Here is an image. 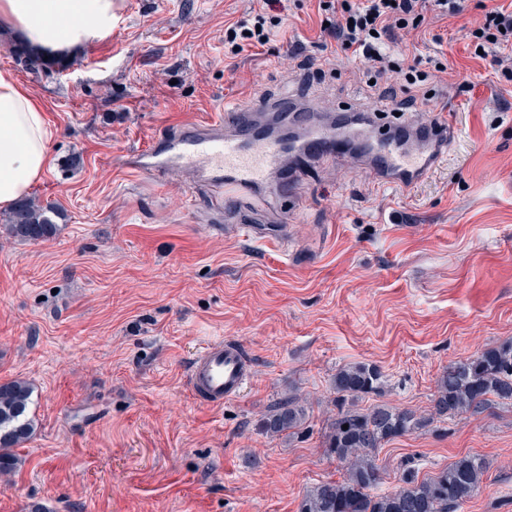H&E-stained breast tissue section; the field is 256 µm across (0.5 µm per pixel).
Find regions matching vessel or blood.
<instances>
[{
  "instance_id": "b4317fda",
  "label": "vessel or blood",
  "mask_w": 512,
  "mask_h": 512,
  "mask_svg": "<svg viewBox=\"0 0 512 512\" xmlns=\"http://www.w3.org/2000/svg\"><path fill=\"white\" fill-rule=\"evenodd\" d=\"M285 133L260 123L253 113L228 109L223 120L184 128L165 164L189 170L221 196L287 194L294 181L285 161L306 155L324 163L353 156L364 162L378 184L410 191L448 153L456 135L452 123H421L372 109L328 116L306 108L282 114ZM250 369L232 340L207 343L193 358L187 384L192 397L217 406L247 387Z\"/></svg>"
}]
</instances>
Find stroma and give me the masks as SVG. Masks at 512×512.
I'll use <instances>...</instances> for the list:
<instances>
[{
	"instance_id": "1",
	"label": "stroma",
	"mask_w": 512,
	"mask_h": 512,
	"mask_svg": "<svg viewBox=\"0 0 512 512\" xmlns=\"http://www.w3.org/2000/svg\"><path fill=\"white\" fill-rule=\"evenodd\" d=\"M265 46L224 55V30L250 0H115L112 36L34 73L0 35V69L43 104L57 134L30 197L58 209L46 240L22 241L0 210V383L33 388L36 430L0 475V512H297L320 481L340 479L323 435L336 415L338 368L372 363L387 403L429 411L452 361L512 341V82L468 34L492 0H461L415 39L445 55L429 100L405 111L458 132L412 192L377 185L360 162L304 165L294 199L244 198L228 210L211 187L169 171L124 169L127 153L236 106L309 102L336 113L379 106L359 57H330L319 0H285ZM304 56H288L292 41ZM79 165H71V157ZM258 234L225 233L224 216ZM288 227L282 246L261 233ZM236 341L250 363L241 396L197 402L187 369L203 344ZM307 409L294 434L262 433L276 401ZM466 454L487 460L459 512H512V407L442 418L378 455L380 491L403 468L427 477Z\"/></svg>"
}]
</instances>
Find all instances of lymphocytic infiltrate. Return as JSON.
I'll list each match as a JSON object with an SVG mask.
<instances>
[{"label": "lymphocytic infiltrate", "mask_w": 512, "mask_h": 512, "mask_svg": "<svg viewBox=\"0 0 512 512\" xmlns=\"http://www.w3.org/2000/svg\"><path fill=\"white\" fill-rule=\"evenodd\" d=\"M432 3L446 16L460 11V0H319L326 13L321 36L335 52L362 57L376 82L395 79L401 91L408 92L427 79V72L420 70L418 63L394 61L384 48L420 32ZM283 9L282 0H261L250 21L228 26L225 56L232 58L245 48L267 44L272 30L282 23ZM471 37L474 48H497L501 75L512 81V10L502 6L490 9Z\"/></svg>", "instance_id": "obj_1"}]
</instances>
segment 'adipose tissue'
<instances>
[{
  "mask_svg": "<svg viewBox=\"0 0 512 512\" xmlns=\"http://www.w3.org/2000/svg\"><path fill=\"white\" fill-rule=\"evenodd\" d=\"M114 0H0V29L20 33L47 55L109 38ZM55 137L42 104L0 70V209L29 194L47 171Z\"/></svg>",
  "mask_w": 512,
  "mask_h": 512,
  "instance_id": "1",
  "label": "adipose tissue"
}]
</instances>
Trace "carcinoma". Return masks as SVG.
Wrapping results in <instances>:
<instances>
[{
	"mask_svg": "<svg viewBox=\"0 0 512 512\" xmlns=\"http://www.w3.org/2000/svg\"><path fill=\"white\" fill-rule=\"evenodd\" d=\"M10 48L32 70L65 65L26 45L12 44ZM52 213V208L25 199L12 212L8 231L26 241L47 239L56 231ZM383 386L382 372L373 364L358 363L336 371L333 389L339 407L325 432V445L327 454L341 466L343 477L316 485L302 499L299 512H458L481 487L487 463L469 454L422 479L415 469L406 467L398 489L379 493L382 476L377 455L389 441L426 430L442 417H473L497 404H512V342L449 364L437 381L428 413L386 403L363 411L345 405L349 399L378 394ZM30 400L31 389L26 383L13 380L0 384V474L17 468L19 458L13 448L34 432ZM305 416L298 398H288L269 407L262 428L272 437L286 436L301 426Z\"/></svg>",
	"mask_w": 512,
	"mask_h": 512,
	"instance_id": "carcinoma-1",
	"label": "carcinoma"
}]
</instances>
